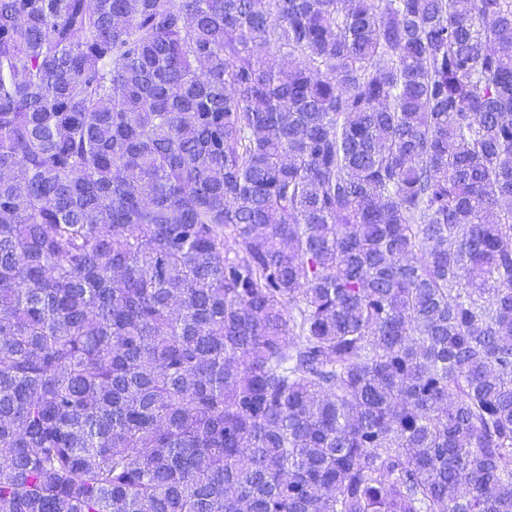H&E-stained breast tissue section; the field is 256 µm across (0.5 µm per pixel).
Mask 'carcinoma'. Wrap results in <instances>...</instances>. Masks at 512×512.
Wrapping results in <instances>:
<instances>
[{"label":"carcinoma","mask_w":512,"mask_h":512,"mask_svg":"<svg viewBox=\"0 0 512 512\" xmlns=\"http://www.w3.org/2000/svg\"><path fill=\"white\" fill-rule=\"evenodd\" d=\"M0 512H512V0H0Z\"/></svg>","instance_id":"carcinoma-1"}]
</instances>
